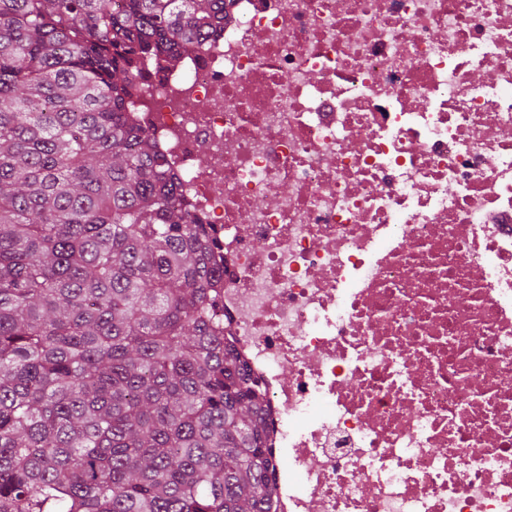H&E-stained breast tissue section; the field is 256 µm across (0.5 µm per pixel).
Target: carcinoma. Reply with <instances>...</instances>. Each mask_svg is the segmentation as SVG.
I'll use <instances>...</instances> for the list:
<instances>
[{"label": "carcinoma", "mask_w": 512, "mask_h": 512, "mask_svg": "<svg viewBox=\"0 0 512 512\" xmlns=\"http://www.w3.org/2000/svg\"><path fill=\"white\" fill-rule=\"evenodd\" d=\"M224 0H0V512H272L263 395L129 87Z\"/></svg>", "instance_id": "1"}]
</instances>
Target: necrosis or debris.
Returning a JSON list of instances; mask_svg holds the SVG:
<instances>
[{"label":"necrosis or debris","mask_w":512,"mask_h":512,"mask_svg":"<svg viewBox=\"0 0 512 512\" xmlns=\"http://www.w3.org/2000/svg\"><path fill=\"white\" fill-rule=\"evenodd\" d=\"M131 98L224 272L275 512H512V0H226Z\"/></svg>","instance_id":"1"}]
</instances>
